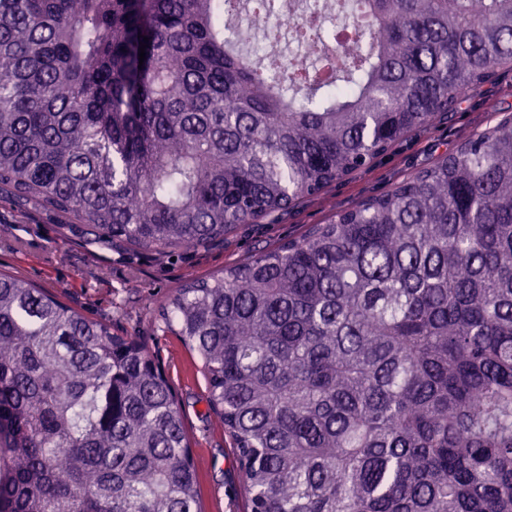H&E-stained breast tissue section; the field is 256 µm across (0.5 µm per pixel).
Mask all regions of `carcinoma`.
<instances>
[{
	"label": "carcinoma",
	"instance_id": "cac0c4a2",
	"mask_svg": "<svg viewBox=\"0 0 512 512\" xmlns=\"http://www.w3.org/2000/svg\"><path fill=\"white\" fill-rule=\"evenodd\" d=\"M240 2L0 0L4 201L101 246L207 248L512 71V0H342L350 46L300 79L254 61ZM296 35L336 41L315 16ZM159 321L202 362L249 512H512V114ZM0 512H203L141 337L15 272Z\"/></svg>",
	"mask_w": 512,
	"mask_h": 512
}]
</instances>
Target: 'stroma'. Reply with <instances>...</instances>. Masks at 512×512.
<instances>
[{"label":"stroma","instance_id":"35a3bbf8","mask_svg":"<svg viewBox=\"0 0 512 512\" xmlns=\"http://www.w3.org/2000/svg\"><path fill=\"white\" fill-rule=\"evenodd\" d=\"M512 113V71L471 91L452 112L391 145L372 162L258 224H241L223 243L167 255L122 243L100 246L66 234L60 217L40 207L0 202V269L20 272L77 311L142 337L170 381L200 478L204 512H246L236 454L208 407L200 359L164 329L157 314L182 285L244 262L326 224L342 210L378 197Z\"/></svg>","mask_w":512,"mask_h":512}]
</instances>
